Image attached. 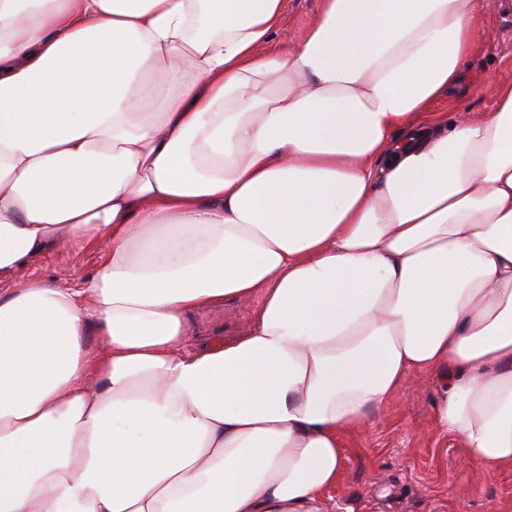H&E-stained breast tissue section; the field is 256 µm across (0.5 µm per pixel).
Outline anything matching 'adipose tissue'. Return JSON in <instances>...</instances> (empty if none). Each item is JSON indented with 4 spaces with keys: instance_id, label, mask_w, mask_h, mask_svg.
<instances>
[{
    "instance_id": "ef3b65f1",
    "label": "adipose tissue",
    "mask_w": 512,
    "mask_h": 512,
    "mask_svg": "<svg viewBox=\"0 0 512 512\" xmlns=\"http://www.w3.org/2000/svg\"><path fill=\"white\" fill-rule=\"evenodd\" d=\"M283 12L0 0V512H328L343 433L425 369L512 469V82L433 109L480 0H321L285 55ZM101 244L76 287L16 278ZM253 311L249 307L226 304L223 309L194 313L188 318L192 336L191 345L208 344L215 339L230 338L251 321Z\"/></svg>"
}]
</instances>
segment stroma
<instances>
[{"mask_svg":"<svg viewBox=\"0 0 512 512\" xmlns=\"http://www.w3.org/2000/svg\"><path fill=\"white\" fill-rule=\"evenodd\" d=\"M321 0H286L282 29L272 42L291 51L294 36L309 26ZM479 40L470 66L452 97L438 102L447 112L464 97L472 114L489 110L494 85L512 80V0H486ZM104 254L92 250L52 251L19 272L20 278L42 276L66 284L74 269L93 272ZM253 311L235 304L189 316L194 345L227 339L245 328ZM441 374L427 370L409 376L391 403L373 418L368 430L344 435L341 476L331 492L333 512H512V471L489 473L467 461L452 436L434 423Z\"/></svg>","mask_w":512,"mask_h":512,"instance_id":"obj_1","label":"stroma"}]
</instances>
